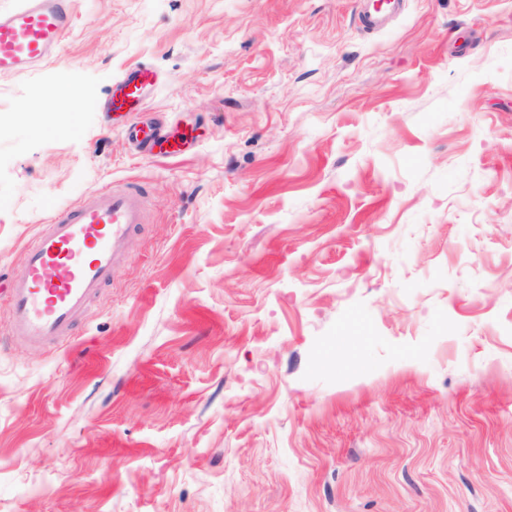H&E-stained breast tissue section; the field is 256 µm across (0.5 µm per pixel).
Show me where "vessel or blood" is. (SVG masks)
<instances>
[{
    "mask_svg": "<svg viewBox=\"0 0 512 512\" xmlns=\"http://www.w3.org/2000/svg\"><path fill=\"white\" fill-rule=\"evenodd\" d=\"M72 25L70 0H18L0 11V76L30 71L57 54ZM155 71L132 67L113 84L101 108L125 116V137L155 157H179L192 145L185 131L130 121L143 111ZM144 220L139 189L103 188L53 210L47 227L25 249V265L4 294L14 335L33 344L70 336L103 286L110 283L131 232Z\"/></svg>",
    "mask_w": 512,
    "mask_h": 512,
    "instance_id": "obj_1",
    "label": "vessel or blood"
}]
</instances>
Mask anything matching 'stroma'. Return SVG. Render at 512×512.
<instances>
[{"instance_id":"1","label":"stroma","mask_w":512,"mask_h":512,"mask_svg":"<svg viewBox=\"0 0 512 512\" xmlns=\"http://www.w3.org/2000/svg\"><path fill=\"white\" fill-rule=\"evenodd\" d=\"M142 63L186 157L97 108ZM130 184L70 338L0 304V512H512V0H75L0 77V276ZM123 134L153 157H179L193 146V137L188 132H171L147 122H128L124 125Z\"/></svg>"}]
</instances>
